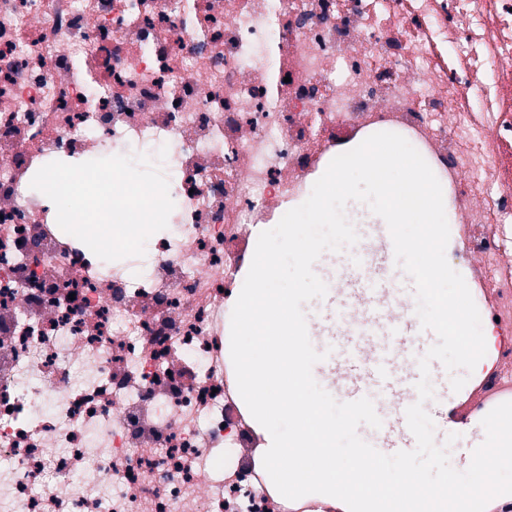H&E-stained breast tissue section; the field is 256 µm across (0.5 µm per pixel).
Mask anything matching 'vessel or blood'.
<instances>
[{
  "label": "vessel or blood",
  "instance_id": "b4317fda",
  "mask_svg": "<svg viewBox=\"0 0 512 512\" xmlns=\"http://www.w3.org/2000/svg\"><path fill=\"white\" fill-rule=\"evenodd\" d=\"M389 261V251L370 247L337 261L326 281L334 325L319 319L312 324L330 347L326 388L347 402L373 401L382 421L373 432L376 448L386 455L416 446L405 410L418 400V361L430 347L415 310L404 309V295L392 286Z\"/></svg>",
  "mask_w": 512,
  "mask_h": 512
}]
</instances>
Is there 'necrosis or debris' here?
I'll return each instance as SVG.
<instances>
[{
	"label": "necrosis or debris",
	"instance_id": "1",
	"mask_svg": "<svg viewBox=\"0 0 512 512\" xmlns=\"http://www.w3.org/2000/svg\"><path fill=\"white\" fill-rule=\"evenodd\" d=\"M383 131L512 323V0H0V512H292L235 455V290L253 229ZM109 148L162 149L174 203L112 262L31 187Z\"/></svg>",
	"mask_w": 512,
	"mask_h": 512
}]
</instances>
